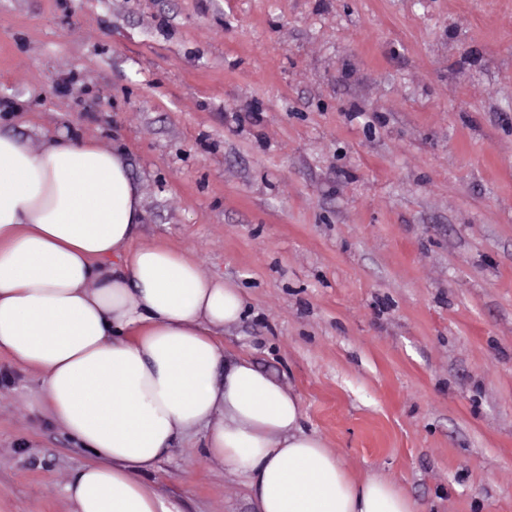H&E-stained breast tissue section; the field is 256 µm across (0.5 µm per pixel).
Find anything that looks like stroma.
Instances as JSON below:
<instances>
[{"label": "stroma", "instance_id": "obj_1", "mask_svg": "<svg viewBox=\"0 0 512 512\" xmlns=\"http://www.w3.org/2000/svg\"><path fill=\"white\" fill-rule=\"evenodd\" d=\"M124 150L138 239L248 307L224 348L426 512H512V0H0V133ZM0 354V512L86 459ZM252 512L200 437L147 477Z\"/></svg>", "mask_w": 512, "mask_h": 512}]
</instances>
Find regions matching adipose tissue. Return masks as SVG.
I'll return each instance as SVG.
<instances>
[{"label":"adipose tissue","instance_id":"1","mask_svg":"<svg viewBox=\"0 0 512 512\" xmlns=\"http://www.w3.org/2000/svg\"><path fill=\"white\" fill-rule=\"evenodd\" d=\"M145 216L122 152L0 134V354L41 376L48 415L89 454L71 512H181L143 476L192 434L256 512H419L306 430L289 385L225 353L240 288L188 250L137 243Z\"/></svg>","mask_w":512,"mask_h":512}]
</instances>
